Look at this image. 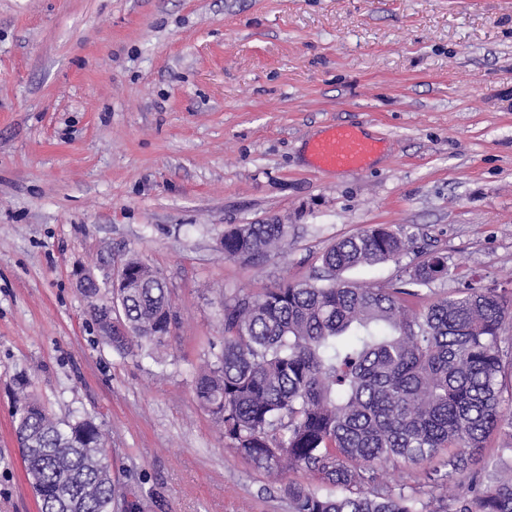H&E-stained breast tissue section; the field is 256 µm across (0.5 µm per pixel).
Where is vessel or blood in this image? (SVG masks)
<instances>
[{"instance_id": "obj_1", "label": "vessel or blood", "mask_w": 512, "mask_h": 512, "mask_svg": "<svg viewBox=\"0 0 512 512\" xmlns=\"http://www.w3.org/2000/svg\"><path fill=\"white\" fill-rule=\"evenodd\" d=\"M381 146V141L365 137L356 126L334 124L310 144L309 153L317 169L362 171Z\"/></svg>"}]
</instances>
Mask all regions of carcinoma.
Instances as JSON below:
<instances>
[{
  "label": "carcinoma",
  "mask_w": 512,
  "mask_h": 512,
  "mask_svg": "<svg viewBox=\"0 0 512 512\" xmlns=\"http://www.w3.org/2000/svg\"><path fill=\"white\" fill-rule=\"evenodd\" d=\"M286 224H239L224 255L250 261L277 246ZM411 238L400 228L341 239L322 255L324 274L263 294L224 299V349L196 380L199 402L252 466L312 473L318 486L288 482L290 512H512V473L474 467L473 450L501 427L512 390V356L501 331L512 300L469 286L417 308L419 293L448 276L430 252L408 271V287L343 279L362 265L396 262ZM127 284L90 288L83 299L105 342L121 355L160 347L176 323L164 279L137 257ZM15 428L39 512H111L112 466L91 418L63 421L24 393ZM441 459L425 483L391 485L387 463ZM460 477L461 492L433 495Z\"/></svg>",
  "instance_id": "1"
}]
</instances>
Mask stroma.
<instances>
[{
  "label": "stroma",
  "mask_w": 512,
  "mask_h": 512,
  "mask_svg": "<svg viewBox=\"0 0 512 512\" xmlns=\"http://www.w3.org/2000/svg\"><path fill=\"white\" fill-rule=\"evenodd\" d=\"M336 123L384 142L359 173L313 167ZM282 223L253 263L225 230ZM378 225L512 297V0H0V512H38L18 384L108 440L112 512H289L284 482L229 447L196 399L224 300L322 273ZM136 256L171 290L163 348L99 337L73 274Z\"/></svg>",
  "instance_id": "35a3bbf8"
}]
</instances>
